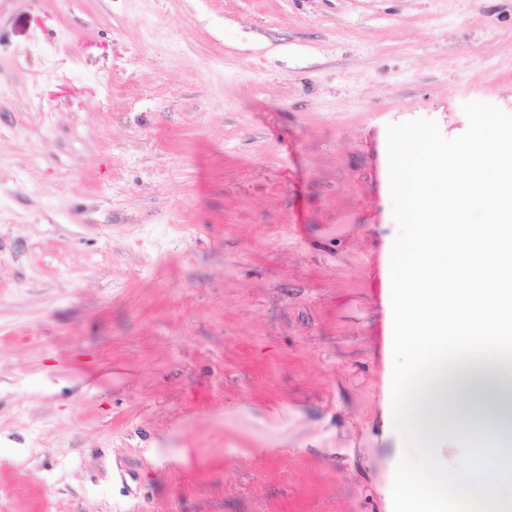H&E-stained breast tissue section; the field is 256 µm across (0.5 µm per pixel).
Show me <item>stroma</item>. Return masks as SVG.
<instances>
[{"instance_id":"obj_1","label":"stroma","mask_w":512,"mask_h":512,"mask_svg":"<svg viewBox=\"0 0 512 512\" xmlns=\"http://www.w3.org/2000/svg\"><path fill=\"white\" fill-rule=\"evenodd\" d=\"M512 113V0H0V512H392L387 128Z\"/></svg>"}]
</instances>
